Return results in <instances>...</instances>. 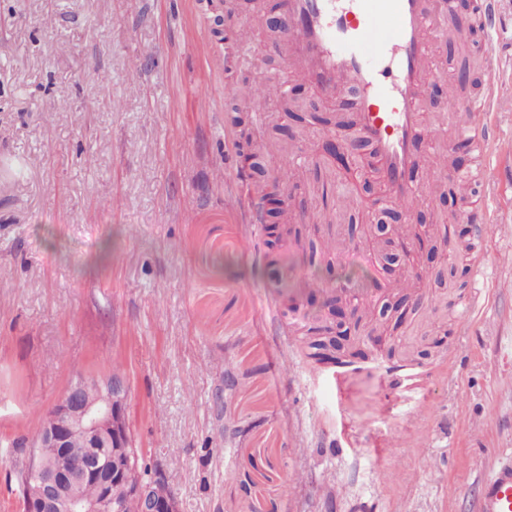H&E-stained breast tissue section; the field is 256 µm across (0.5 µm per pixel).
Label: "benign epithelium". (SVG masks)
<instances>
[{"instance_id": "obj_1", "label": "benign epithelium", "mask_w": 512, "mask_h": 512, "mask_svg": "<svg viewBox=\"0 0 512 512\" xmlns=\"http://www.w3.org/2000/svg\"><path fill=\"white\" fill-rule=\"evenodd\" d=\"M394 211L383 206L370 215L374 236L390 240ZM336 346L352 339L349 328L352 303L347 297L330 300ZM97 394L87 395L90 386ZM129 390L119 375L91 378L81 371L44 417L37 435L14 438L13 448H56L51 460L37 458L33 473L37 492L26 499L24 512H123L124 499L134 498L139 512H179L175 494L157 467L147 477L138 469L137 454L126 422ZM88 484L93 497L83 495Z\"/></svg>"}]
</instances>
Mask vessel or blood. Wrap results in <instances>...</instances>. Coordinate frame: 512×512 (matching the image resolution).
Instances as JSON below:
<instances>
[{"mask_svg":"<svg viewBox=\"0 0 512 512\" xmlns=\"http://www.w3.org/2000/svg\"><path fill=\"white\" fill-rule=\"evenodd\" d=\"M456 0H284L288 24L281 47L289 68L321 97L342 102L357 118V131L371 148L390 199L404 209L417 205L427 186L410 180L428 165L420 144L431 136L425 112V78L433 48L448 35L444 22ZM485 43L503 17V0H482ZM280 81L259 87L228 86L226 96L265 100L283 92ZM496 69H489L483 98L457 97L448 122L469 137L477 153L490 156L491 112L501 109ZM484 512H512V466L484 482Z\"/></svg>","mask_w":512,"mask_h":512,"instance_id":"b4317fda","label":"vessel or blood"}]
</instances>
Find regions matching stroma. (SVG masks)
Listing matches in <instances>:
<instances>
[{"instance_id": "obj_1", "label": "stroma", "mask_w": 512, "mask_h": 512, "mask_svg": "<svg viewBox=\"0 0 512 512\" xmlns=\"http://www.w3.org/2000/svg\"><path fill=\"white\" fill-rule=\"evenodd\" d=\"M280 2L225 24L210 0H0V512H21L28 461L10 439L36 435L77 369L127 381L133 445L180 512H480L484 479L512 463V112L491 115L488 161L427 110L439 144L420 149L459 181L399 210L408 257L384 272L365 224L387 191L351 114L319 101L317 130L284 114L313 93L276 49ZM469 46L512 100V16L491 50ZM434 54L429 94L459 91L456 46ZM235 77L285 81L249 123L256 150L294 164L280 222L302 247L280 257L284 289L237 200L251 179L224 98ZM465 200L489 205L488 233L459 219ZM310 278L322 291H299ZM402 280L418 309L359 330L367 358L306 357L301 324L327 317L328 292L372 321Z\"/></svg>"}]
</instances>
